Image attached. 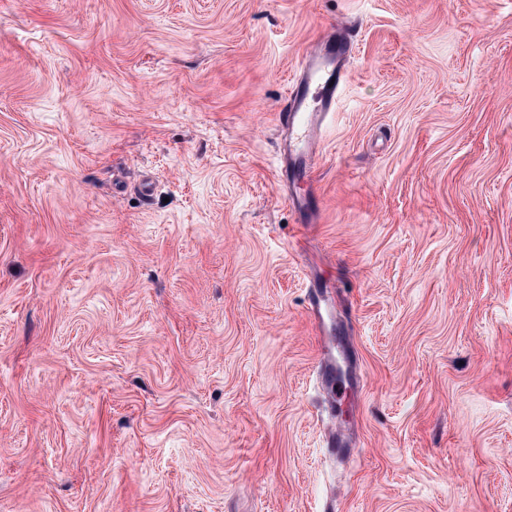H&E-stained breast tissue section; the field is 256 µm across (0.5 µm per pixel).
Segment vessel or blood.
<instances>
[{"label":"vessel or blood","instance_id":"obj_1","mask_svg":"<svg viewBox=\"0 0 512 512\" xmlns=\"http://www.w3.org/2000/svg\"><path fill=\"white\" fill-rule=\"evenodd\" d=\"M353 34L346 28H330L301 59L293 74L282 113L278 121L286 134L279 146L281 170L290 173L293 184L288 188V203L298 223L312 224L318 207L295 186L296 179L312 177L324 129L333 121L337 100L349 80V60ZM323 295L311 290L307 313L317 335L323 336L322 370L326 382H333L332 340L322 310Z\"/></svg>","mask_w":512,"mask_h":512}]
</instances>
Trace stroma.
Returning a JSON list of instances; mask_svg holds the SVG:
<instances>
[{
  "instance_id": "stroma-1",
  "label": "stroma",
  "mask_w": 512,
  "mask_h": 512,
  "mask_svg": "<svg viewBox=\"0 0 512 512\" xmlns=\"http://www.w3.org/2000/svg\"><path fill=\"white\" fill-rule=\"evenodd\" d=\"M332 24L301 229L277 114ZM331 501L512 512V0H0V512ZM323 295L320 291L312 289L308 295L307 313L319 336H331L327 330L322 310Z\"/></svg>"
}]
</instances>
